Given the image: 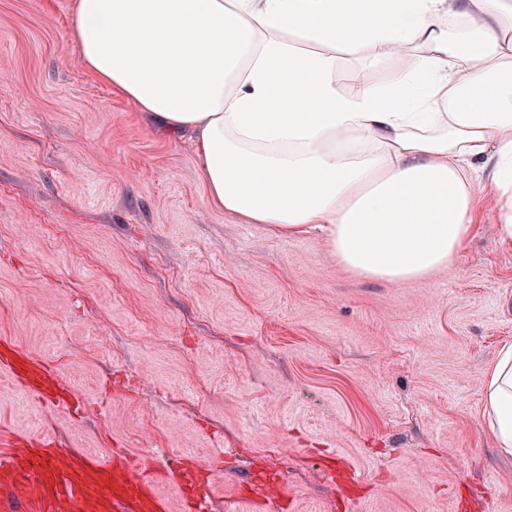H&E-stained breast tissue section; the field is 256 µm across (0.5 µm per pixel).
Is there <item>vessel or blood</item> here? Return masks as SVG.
<instances>
[{
  "instance_id": "b4317fda",
  "label": "vessel or blood",
  "mask_w": 512,
  "mask_h": 512,
  "mask_svg": "<svg viewBox=\"0 0 512 512\" xmlns=\"http://www.w3.org/2000/svg\"><path fill=\"white\" fill-rule=\"evenodd\" d=\"M196 512H210L211 501L194 473H177ZM0 489L7 499L0 512L25 502L35 512H165L154 473L143 463L118 452L103 460L80 454L56 439L22 436L0 450Z\"/></svg>"
}]
</instances>
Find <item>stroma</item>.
<instances>
[{"instance_id": "1", "label": "stroma", "mask_w": 512, "mask_h": 512, "mask_svg": "<svg viewBox=\"0 0 512 512\" xmlns=\"http://www.w3.org/2000/svg\"><path fill=\"white\" fill-rule=\"evenodd\" d=\"M73 3L0 0V342L88 411L0 373V448L202 459L214 512H512V455L483 426L512 343L491 193L449 268L360 279L318 236L210 206L188 137L85 69ZM272 479L288 492L266 502Z\"/></svg>"}]
</instances>
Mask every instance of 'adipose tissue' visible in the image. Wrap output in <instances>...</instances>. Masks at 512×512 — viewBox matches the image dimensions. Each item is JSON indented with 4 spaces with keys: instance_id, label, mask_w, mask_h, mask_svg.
<instances>
[{
    "instance_id": "ef3b65f1",
    "label": "adipose tissue",
    "mask_w": 512,
    "mask_h": 512,
    "mask_svg": "<svg viewBox=\"0 0 512 512\" xmlns=\"http://www.w3.org/2000/svg\"><path fill=\"white\" fill-rule=\"evenodd\" d=\"M446 0H75L83 64L169 136L189 135L212 207L319 230L369 281L453 265L491 185L512 244V0L449 35ZM408 50L386 86L338 55ZM480 67H472V59ZM485 427L512 454V344L486 370Z\"/></svg>"
}]
</instances>
